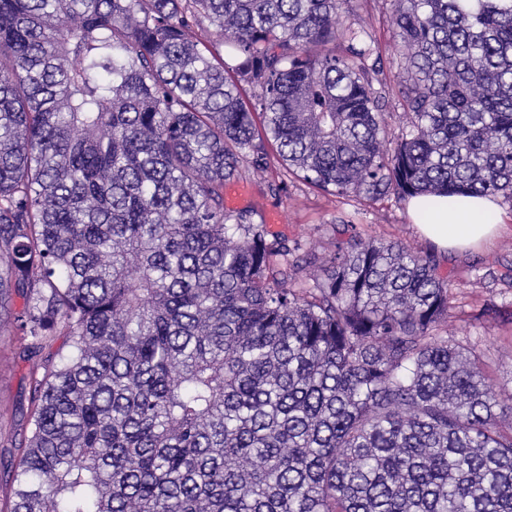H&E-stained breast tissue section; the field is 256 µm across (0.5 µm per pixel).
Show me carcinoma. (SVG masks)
<instances>
[{"instance_id": "carcinoma-1", "label": "carcinoma", "mask_w": 512, "mask_h": 512, "mask_svg": "<svg viewBox=\"0 0 512 512\" xmlns=\"http://www.w3.org/2000/svg\"><path fill=\"white\" fill-rule=\"evenodd\" d=\"M0 0V335L38 356L0 512H512V406L430 250L318 253L224 188L512 203V0ZM379 88H374V85ZM391 2L387 0H360L357 2L359 19L370 31L376 46L392 72L397 71V64L403 53L399 38L390 22Z\"/></svg>"}]
</instances>
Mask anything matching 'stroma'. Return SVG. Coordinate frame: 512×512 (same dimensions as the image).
I'll list each match as a JSON object with an SVG mask.
<instances>
[{"mask_svg": "<svg viewBox=\"0 0 512 512\" xmlns=\"http://www.w3.org/2000/svg\"><path fill=\"white\" fill-rule=\"evenodd\" d=\"M390 0H359V19L370 31L385 63L394 67L403 53L390 22ZM239 207L252 208L268 228L288 240L323 251L339 237L342 222H351L363 238L400 240L414 246L428 241L413 223L406 204L327 195L285 178L278 163L264 176L246 174L235 183ZM498 233L487 244L463 252L437 253L441 272L449 276L455 307L448 329L457 339L484 351L490 362L489 383L502 396L512 395V318L488 322L490 307L512 311V203L500 201ZM32 364L23 360L15 341L0 336V481L16 463L14 448L27 428Z\"/></svg>", "mask_w": 512, "mask_h": 512, "instance_id": "stroma-1", "label": "stroma"}]
</instances>
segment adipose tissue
<instances>
[{"label":"adipose tissue","instance_id":"adipose-tissue-1","mask_svg":"<svg viewBox=\"0 0 512 512\" xmlns=\"http://www.w3.org/2000/svg\"><path fill=\"white\" fill-rule=\"evenodd\" d=\"M409 212L421 233L445 251H463L489 242L497 226L495 200L477 196H419Z\"/></svg>","mask_w":512,"mask_h":512}]
</instances>
